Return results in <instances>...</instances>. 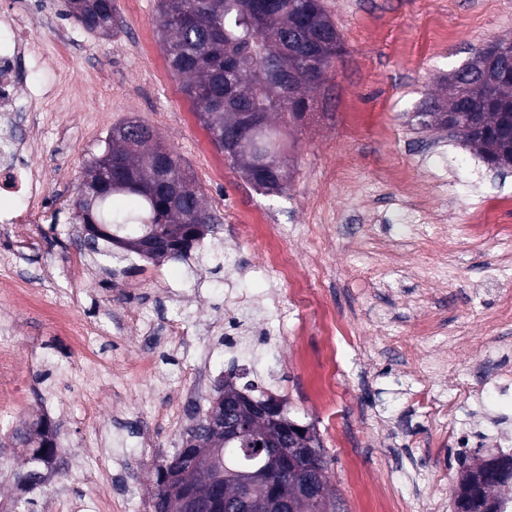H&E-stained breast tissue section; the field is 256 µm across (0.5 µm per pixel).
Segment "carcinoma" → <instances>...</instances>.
Segmentation results:
<instances>
[{"label":"carcinoma","instance_id":"carcinoma-1","mask_svg":"<svg viewBox=\"0 0 512 512\" xmlns=\"http://www.w3.org/2000/svg\"><path fill=\"white\" fill-rule=\"evenodd\" d=\"M66 16L89 31L112 28V0H64ZM263 8L264 24L256 27L252 16ZM158 25L172 71L186 78L184 93L213 143L224 149V137L240 136L271 161L286 156L284 138L288 120L299 119L310 109L306 92L317 88L333 58L341 51L340 36L321 0H158ZM463 97L471 111L463 113L464 132L459 138L473 146L488 163H512V73L508 62L493 53H477L463 69L448 77L446 101H433L427 112H447ZM259 112L256 127L239 125L237 113ZM112 130L108 148L85 170L74 202L80 224L95 223L94 246H86L100 264H118L131 256L146 263L166 257L187 259L194 242L214 231L218 217L209 210L195 180L175 153L154 142V132L137 122L122 137ZM112 159V181L99 176L105 159ZM233 168L253 187L266 194H280L288 175L272 165L260 170L247 167L228 155ZM127 197L138 212L123 214L111 209V201ZM158 240L163 254L144 256L140 243ZM234 375L224 378V389H215L208 407L194 411L196 437L214 451L217 463L237 469H259L263 457L257 445L269 440H314L328 470L326 450L310 425L288 418L278 429L253 420L241 438L224 440L210 433L209 419L224 416V396L237 390ZM15 441L28 447L27 468L16 475L31 489L41 482V466L57 455L54 427L41 420L35 429L16 433ZM461 479L455 495L456 512H498L495 490L512 478V455L470 461L459 459ZM176 457L156 468L154 509L166 508L165 482ZM303 476L288 469L272 476L273 490L253 492L251 512H275L274 502L287 497L297 512H319L301 492Z\"/></svg>","mask_w":512,"mask_h":512}]
</instances>
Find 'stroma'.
<instances>
[{
  "label": "stroma",
  "instance_id": "obj_1",
  "mask_svg": "<svg viewBox=\"0 0 512 512\" xmlns=\"http://www.w3.org/2000/svg\"><path fill=\"white\" fill-rule=\"evenodd\" d=\"M39 2L29 22V80L49 87L63 79L74 91L38 125L18 126L19 138L35 144L50 216L0 224V266L17 267L47 301L98 323L93 356L104 373L87 383L85 359L47 314L0 294V322L13 328L8 343L21 366V401L6 428L45 418L58 445L43 484L24 491L0 477V505L26 496L38 512H99L104 494L110 512H154L155 469L190 425L168 424L165 410L182 401L206 408L231 373L237 385L273 390L289 417L316 429L338 512H374L382 496L393 512H455L457 445L417 398L425 383L446 393L448 375L420 382L413 371L452 355L458 375L471 373L488 342L483 312L504 273L497 240L476 249L463 237L472 200L449 189L435 152L471 161L463 177L491 196L512 197V171L490 170L459 138L423 126L419 112L481 47L512 38V0H323L344 50L311 92L305 120L288 128V186L278 195L246 182L212 142L169 68L157 0H116L107 35L66 17L63 0ZM132 119L177 153L210 210L264 214L296 266L294 283L268 281L263 244L227 223L195 243L189 261L165 259L117 278L81 251L82 227L70 219L77 187L113 128ZM321 224L332 235L317 245ZM437 224L447 225V240L433 238ZM325 309L351 326V344L320 336ZM228 316L241 322L233 347L224 340ZM171 323L205 352V385L196 384L190 357L166 343ZM387 329L411 341V357L386 343ZM451 335L452 353L443 346ZM331 350L335 381L322 401L307 372ZM142 358L153 376L134 369Z\"/></svg>",
  "mask_w": 512,
  "mask_h": 512
}]
</instances>
